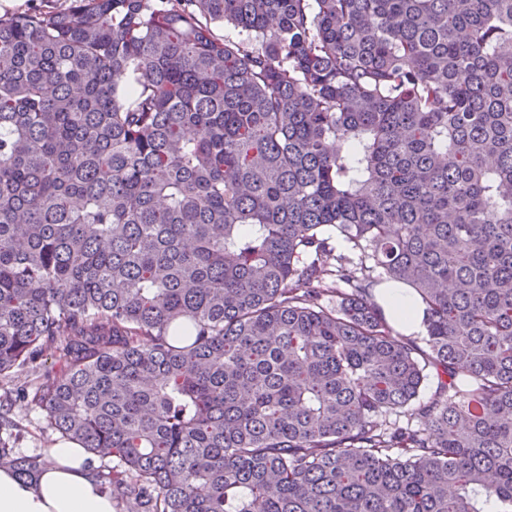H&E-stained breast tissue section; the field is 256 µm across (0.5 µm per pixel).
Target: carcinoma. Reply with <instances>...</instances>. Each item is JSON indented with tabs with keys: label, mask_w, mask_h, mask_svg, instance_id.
Segmentation results:
<instances>
[{
	"label": "carcinoma",
	"mask_w": 512,
	"mask_h": 512,
	"mask_svg": "<svg viewBox=\"0 0 512 512\" xmlns=\"http://www.w3.org/2000/svg\"><path fill=\"white\" fill-rule=\"evenodd\" d=\"M24 369L116 512H512V0L0 15V384ZM374 295L397 332L403 336H415L426 331L423 306L410 288L393 282L377 288Z\"/></svg>",
	"instance_id": "1"
}]
</instances>
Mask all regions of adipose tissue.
I'll return each mask as SVG.
<instances>
[{
    "mask_svg": "<svg viewBox=\"0 0 512 512\" xmlns=\"http://www.w3.org/2000/svg\"><path fill=\"white\" fill-rule=\"evenodd\" d=\"M377 303L397 332L414 336L426 330L422 305L410 288L391 283L377 288ZM54 465L32 480L0 469V512H116L112 497L103 491L80 445L60 441L48 450Z\"/></svg>",
    "mask_w": 512,
    "mask_h": 512,
    "instance_id": "1",
    "label": "adipose tissue"
}]
</instances>
